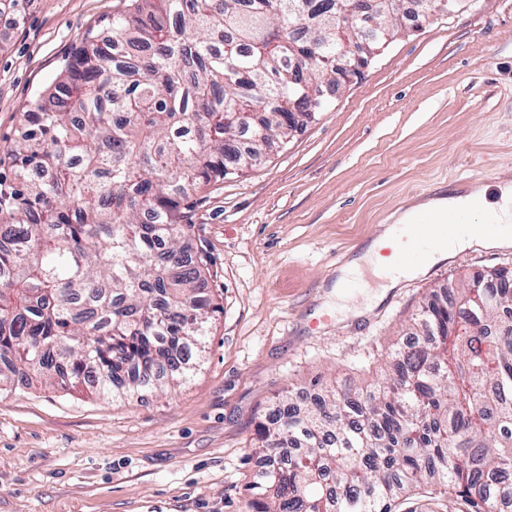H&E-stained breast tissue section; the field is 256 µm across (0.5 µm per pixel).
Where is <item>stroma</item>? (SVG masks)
Here are the masks:
<instances>
[{
	"mask_svg": "<svg viewBox=\"0 0 512 512\" xmlns=\"http://www.w3.org/2000/svg\"><path fill=\"white\" fill-rule=\"evenodd\" d=\"M129 0H26L0 14V177L22 116L85 32ZM512 184V0H479L397 37L329 109L189 201L188 252L219 310L193 375L168 396L111 400L35 382L0 392V512H244L248 446L279 393L374 383L432 290L512 268L471 249L373 302L336 271L439 190ZM364 315L344 316V307Z\"/></svg>",
	"mask_w": 512,
	"mask_h": 512,
	"instance_id": "stroma-1",
	"label": "stroma"
}]
</instances>
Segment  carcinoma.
<instances>
[{
    "label": "carcinoma",
    "instance_id": "cac0c4a2",
    "mask_svg": "<svg viewBox=\"0 0 512 512\" xmlns=\"http://www.w3.org/2000/svg\"><path fill=\"white\" fill-rule=\"evenodd\" d=\"M318 0H129L85 34L24 113L0 180L3 381L56 378L103 396L165 394L204 348L213 299L187 255L201 187L288 144V103L336 60L304 61ZM381 48L400 31L383 10ZM512 271L434 292L415 343L364 389L310 405L286 391L258 426L247 512H442L512 505Z\"/></svg>",
    "mask_w": 512,
    "mask_h": 512
}]
</instances>
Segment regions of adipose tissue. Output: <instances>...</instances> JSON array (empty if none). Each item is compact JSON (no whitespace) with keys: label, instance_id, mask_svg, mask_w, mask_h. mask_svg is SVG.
<instances>
[{"label":"adipose tissue","instance_id":"1","mask_svg":"<svg viewBox=\"0 0 512 512\" xmlns=\"http://www.w3.org/2000/svg\"><path fill=\"white\" fill-rule=\"evenodd\" d=\"M464 205L470 206L472 211L480 213L483 219L498 224V231L490 233L484 230L483 227L478 226L473 228L469 235L448 237V239L437 243L428 252L423 264L410 269L408 275L415 277L423 274L428 267L453 258L459 252L473 247L504 249L512 247V192L507 190L503 191L500 203L494 205L487 202L486 189L482 186L474 187L469 194L463 197L452 194L433 197L399 211L397 220L399 223L409 224L419 214L425 212L441 218L447 215L449 211ZM393 240V227H386L378 239L371 241L361 255L338 269L337 284H344L352 276L361 275L363 267L367 266L371 268L374 276L379 279L381 292L385 293L397 287L404 276L391 272V259L384 253L385 248L392 246Z\"/></svg>","mask_w":512,"mask_h":512}]
</instances>
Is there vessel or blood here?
Instances as JSON below:
<instances>
[{"instance_id":"vessel-or-blood-1","label":"vessel or blood","mask_w":512,"mask_h":512,"mask_svg":"<svg viewBox=\"0 0 512 512\" xmlns=\"http://www.w3.org/2000/svg\"><path fill=\"white\" fill-rule=\"evenodd\" d=\"M450 231L459 235L469 233L467 211H451L440 221L424 215L414 223L401 225L398 229L401 245L393 254L394 267L401 269L418 265L426 252Z\"/></svg>"}]
</instances>
